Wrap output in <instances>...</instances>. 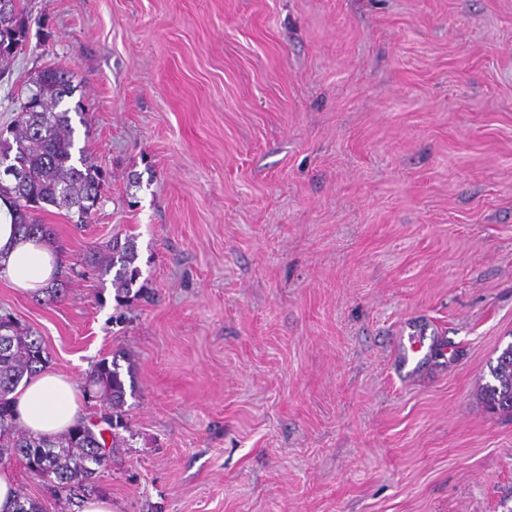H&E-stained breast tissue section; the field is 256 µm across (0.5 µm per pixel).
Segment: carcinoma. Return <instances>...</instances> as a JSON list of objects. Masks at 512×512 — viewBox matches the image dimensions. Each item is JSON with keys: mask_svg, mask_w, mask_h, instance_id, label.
I'll use <instances>...</instances> for the list:
<instances>
[{"mask_svg": "<svg viewBox=\"0 0 512 512\" xmlns=\"http://www.w3.org/2000/svg\"><path fill=\"white\" fill-rule=\"evenodd\" d=\"M10 2L9 15L0 16V71L28 44L24 2ZM74 92L71 69L53 62L35 70L21 88L22 102L9 136L0 131V164L7 161L23 174L20 181H0V198L12 204L14 223L24 238L51 239L53 230L40 217L45 206L65 209L72 223L86 224L101 198V171L84 149H75L70 109L60 108ZM135 261L133 239L117 236L82 258L83 266L91 271L104 265L115 270L112 284L119 297L132 293L140 278ZM0 323L11 326L9 346L0 348V464L19 459L34 476L53 480L48 488L55 495L71 504L80 503L100 490L98 480H89V473L97 451L105 446L102 433L83 419L54 438L34 435L19 426L12 394L24 376L45 367L48 352L41 336L19 323L11 325V316H0ZM490 375L492 381L481 387V398L489 409L512 414V343L490 366ZM84 395L103 402L112 443L119 442L115 430L123 425L126 390L116 362L103 361L92 370L84 383ZM11 512L45 509L20 490Z\"/></svg>", "mask_w": 512, "mask_h": 512, "instance_id": "cac0c4a2", "label": "carcinoma"}]
</instances>
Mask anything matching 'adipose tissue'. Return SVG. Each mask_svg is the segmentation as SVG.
<instances>
[{
	"label": "adipose tissue",
	"mask_w": 512,
	"mask_h": 512,
	"mask_svg": "<svg viewBox=\"0 0 512 512\" xmlns=\"http://www.w3.org/2000/svg\"><path fill=\"white\" fill-rule=\"evenodd\" d=\"M55 271V253L43 243L19 236L8 202L0 199V276L13 287L33 293L45 287ZM13 397L21 425L46 436L74 426L81 405L76 384L51 369L24 381Z\"/></svg>",
	"instance_id": "ef3b65f1"
}]
</instances>
